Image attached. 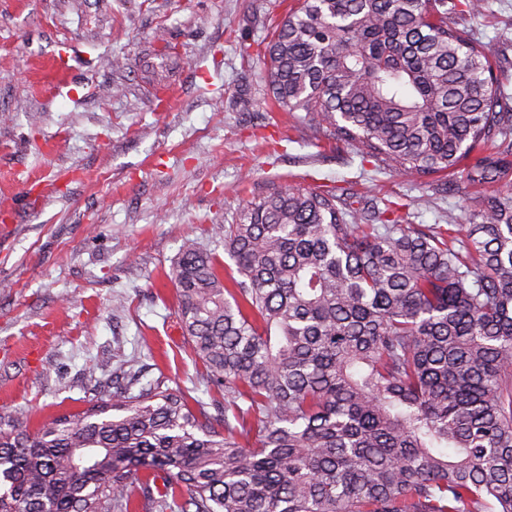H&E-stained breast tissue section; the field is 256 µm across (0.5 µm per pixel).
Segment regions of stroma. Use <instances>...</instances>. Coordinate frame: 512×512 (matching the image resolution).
<instances>
[{
  "label": "stroma",
  "instance_id": "stroma-1",
  "mask_svg": "<svg viewBox=\"0 0 512 512\" xmlns=\"http://www.w3.org/2000/svg\"><path fill=\"white\" fill-rule=\"evenodd\" d=\"M296 0H0V408L30 426L137 375L220 415L168 275L184 239L287 185L349 188L402 224H447L512 180L414 181L271 102L259 55ZM451 20L490 53L512 112V0ZM65 51L71 69L49 67Z\"/></svg>",
  "mask_w": 512,
  "mask_h": 512
}]
</instances>
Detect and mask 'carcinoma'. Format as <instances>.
<instances>
[{"mask_svg": "<svg viewBox=\"0 0 512 512\" xmlns=\"http://www.w3.org/2000/svg\"><path fill=\"white\" fill-rule=\"evenodd\" d=\"M264 57L281 110L400 175L512 147L448 0H298ZM511 170L495 152L467 178ZM388 212L275 188L224 225L227 278L185 239L178 318L224 418L130 385L36 430L0 411V512H132V460L156 512H512V199L446 228Z\"/></svg>", "mask_w": 512, "mask_h": 512, "instance_id": "carcinoma-1", "label": "carcinoma"}]
</instances>
